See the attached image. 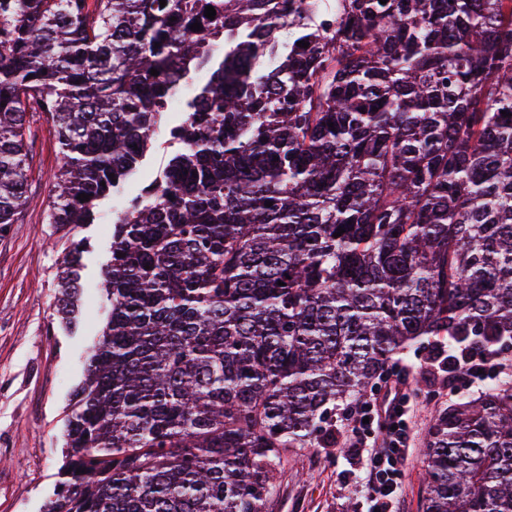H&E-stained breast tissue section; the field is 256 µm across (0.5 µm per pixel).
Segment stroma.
<instances>
[{
    "mask_svg": "<svg viewBox=\"0 0 512 512\" xmlns=\"http://www.w3.org/2000/svg\"><path fill=\"white\" fill-rule=\"evenodd\" d=\"M29 188L18 223L0 230V512H44L53 499L75 389L110 305L99 283L110 259L112 227L102 220L119 198L100 202L93 223L56 227L48 216L61 158L52 121L30 119ZM87 239L76 326L57 312L63 259L71 240ZM413 404V451L403 466L396 512H421L428 431L437 410L483 387L449 373L442 342L417 344L397 356ZM349 420L336 414L327 448H296L283 465L268 512H367V452L346 446Z\"/></svg>",
    "mask_w": 512,
    "mask_h": 512,
    "instance_id": "obj_1",
    "label": "stroma"
}]
</instances>
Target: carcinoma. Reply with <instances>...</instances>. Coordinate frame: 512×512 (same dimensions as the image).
Returning <instances> with one entry per match:
<instances>
[{
  "label": "carcinoma",
  "mask_w": 512,
  "mask_h": 512,
  "mask_svg": "<svg viewBox=\"0 0 512 512\" xmlns=\"http://www.w3.org/2000/svg\"><path fill=\"white\" fill-rule=\"evenodd\" d=\"M288 2L0 0V228L28 113L62 160L49 223L88 224L224 38L150 200L113 221L45 512H266L288 449L406 348L512 339V0H325L303 23ZM423 455V512H512V380L439 409Z\"/></svg>",
  "instance_id": "cac0c4a2"
}]
</instances>
